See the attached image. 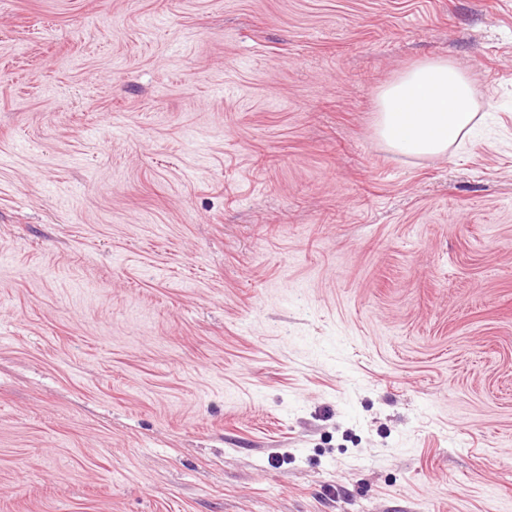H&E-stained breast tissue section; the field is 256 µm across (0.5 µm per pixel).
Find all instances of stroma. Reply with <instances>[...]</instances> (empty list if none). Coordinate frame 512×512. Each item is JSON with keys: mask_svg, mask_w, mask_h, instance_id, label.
I'll use <instances>...</instances> for the list:
<instances>
[{"mask_svg": "<svg viewBox=\"0 0 512 512\" xmlns=\"http://www.w3.org/2000/svg\"><path fill=\"white\" fill-rule=\"evenodd\" d=\"M0 512H512V0H0ZM477 107L473 81L464 70L448 58H425L380 90L375 131L396 154L445 157L465 143Z\"/></svg>", "mask_w": 512, "mask_h": 512, "instance_id": "35a3bbf8", "label": "stroma"}]
</instances>
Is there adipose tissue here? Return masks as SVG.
<instances>
[{
  "label": "adipose tissue",
  "mask_w": 512,
  "mask_h": 512,
  "mask_svg": "<svg viewBox=\"0 0 512 512\" xmlns=\"http://www.w3.org/2000/svg\"><path fill=\"white\" fill-rule=\"evenodd\" d=\"M473 81L450 59L419 60L377 96L375 131L392 152L415 158L447 156L476 124Z\"/></svg>",
  "instance_id": "1"
}]
</instances>
